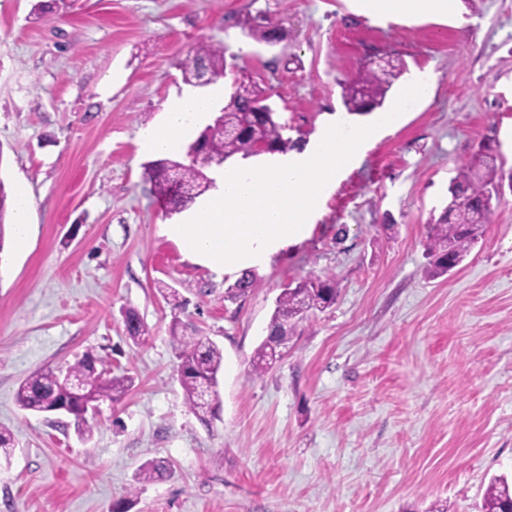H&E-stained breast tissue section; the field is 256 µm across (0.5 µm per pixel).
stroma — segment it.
I'll list each match as a JSON object with an SVG mask.
<instances>
[{
  "mask_svg": "<svg viewBox=\"0 0 512 512\" xmlns=\"http://www.w3.org/2000/svg\"><path fill=\"white\" fill-rule=\"evenodd\" d=\"M447 21L381 23L354 0H0V180L27 188L26 248L0 247V512H480L512 473V194L451 272L429 277L428 223L480 148L512 171V0H453ZM281 23L266 44L247 16ZM224 45L307 139L327 116L377 124L322 197L307 239L259 268L258 288L190 260L159 227L141 130L184 87L197 42ZM405 73L382 108L346 111L369 62ZM435 84L392 123L414 74ZM113 75L105 83V75ZM332 274L333 304L300 322L263 374L251 359L284 288ZM184 300L172 308L164 288ZM149 333L128 339L122 309ZM224 354L217 419L187 408L173 322ZM93 354L135 386L102 403L94 436L21 409L19 383ZM161 478L137 481L152 460Z\"/></svg>",
  "mask_w": 512,
  "mask_h": 512,
  "instance_id": "1",
  "label": "stroma"
}]
</instances>
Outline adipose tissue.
Wrapping results in <instances>:
<instances>
[{
    "mask_svg": "<svg viewBox=\"0 0 512 512\" xmlns=\"http://www.w3.org/2000/svg\"><path fill=\"white\" fill-rule=\"evenodd\" d=\"M358 6L363 12L388 21L416 13L435 21L448 16V0H358ZM223 104V85L184 88L165 103L162 123L140 134L141 149L156 157L178 152L188 136L205 127Z\"/></svg>",
    "mask_w": 512,
    "mask_h": 512,
    "instance_id": "obj_1",
    "label": "adipose tissue"
}]
</instances>
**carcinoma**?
Here are the masks:
<instances>
[{
	"label": "carcinoma",
	"instance_id": "1",
	"mask_svg": "<svg viewBox=\"0 0 512 512\" xmlns=\"http://www.w3.org/2000/svg\"><path fill=\"white\" fill-rule=\"evenodd\" d=\"M224 47L201 43L181 63L182 81L186 85L203 87L224 78L226 70ZM402 72V64L385 62L383 65L364 67L358 77L344 88L343 101L348 112L367 114L382 106L386 94ZM267 97L246 74L235 76L234 91L229 101L213 120L188 146L191 157L198 150L207 154L210 164L203 166L191 159L185 164L179 160L157 159L145 167L156 197L162 199L172 213H179L194 204L209 191L213 178L212 166H220L234 159H248L264 153H287L299 150L305 144L304 133L294 129L273 108L255 113L257 104ZM296 131L292 138L288 132ZM503 173L497 158L482 150L476 152L462 167L453 181L450 202L437 221L429 224L426 251L430 258L427 272L432 277L448 273L470 252L472 245L486 224L494 221L496 210L489 196H504L512 192V183L502 186ZM13 208L3 181L0 180V250L3 249L6 226ZM337 294L336 279L317 277L286 288L277 298L271 316L267 338L257 347L252 359V370L260 375L274 362L276 355L287 348L286 336L294 335L296 323L309 311L331 305ZM125 332L129 339L138 341L148 329L138 313L128 309L123 314ZM171 345L179 361V375L185 403L202 422L208 424L216 418L220 404L217 375L224 356L220 348L204 336L187 335L179 331V324L171 330ZM134 379L127 375L106 376L96 367L89 354L76 360L64 370H41L18 387L15 399L23 410L36 413H54L65 407L64 415L73 418L77 436L88 442L93 436V425L87 415L96 403L119 400L132 386ZM15 448L13 432L0 426V460L10 462ZM168 471L163 460L142 466L139 480L151 481ZM482 512H512V485L504 475L490 479L482 503Z\"/></svg>",
	"mask_w": 512,
	"mask_h": 512
}]
</instances>
